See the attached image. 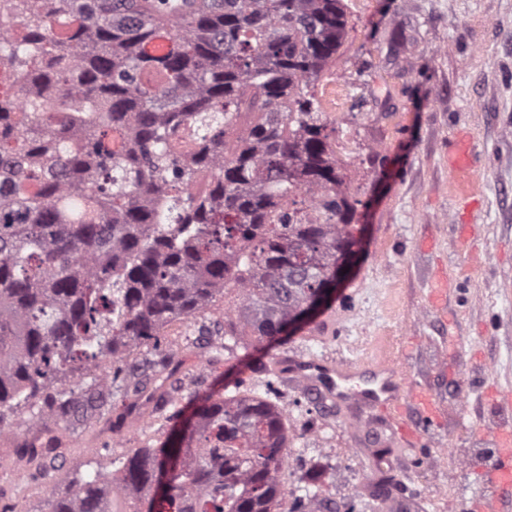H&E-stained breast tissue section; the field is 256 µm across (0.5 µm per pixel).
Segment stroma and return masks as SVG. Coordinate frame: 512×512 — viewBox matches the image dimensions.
I'll return each instance as SVG.
<instances>
[{
    "mask_svg": "<svg viewBox=\"0 0 512 512\" xmlns=\"http://www.w3.org/2000/svg\"><path fill=\"white\" fill-rule=\"evenodd\" d=\"M343 3L345 42L314 88L363 227L360 261L336 299L283 343L245 348L224 334V310L239 303L230 290L169 326L159 347L127 351L124 365L149 375L173 361L165 393L155 396L153 413L104 420L78 435L53 432L58 467L38 472L15 456L22 438L41 429L31 410L8 414L0 512H48L58 469L78 462L111 479L116 458L163 440L174 409L199 390L233 396L266 380L296 395V379L278 368L289 354L357 368L390 359L447 410L408 446L385 420L327 399L312 416L329 448L311 455L322 496L381 512L378 501L357 494L359 482L377 480L381 453L404 512H472L479 473L496 459L489 396L512 390V0ZM463 131L478 153L476 208L448 175V152ZM458 214L477 224L476 239L461 237ZM439 280L454 294L436 308L430 291Z\"/></svg>",
    "mask_w": 512,
    "mask_h": 512,
    "instance_id": "35a3bbf8",
    "label": "stroma"
}]
</instances>
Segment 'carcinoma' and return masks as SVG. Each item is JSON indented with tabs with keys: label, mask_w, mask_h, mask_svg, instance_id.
<instances>
[{
	"label": "carcinoma",
	"mask_w": 512,
	"mask_h": 512,
	"mask_svg": "<svg viewBox=\"0 0 512 512\" xmlns=\"http://www.w3.org/2000/svg\"><path fill=\"white\" fill-rule=\"evenodd\" d=\"M0 428L5 412L77 432L112 386L55 384L158 340L229 289L226 336L288 332L352 246L355 207L313 94L342 0H0ZM243 113L254 121L236 138ZM303 196L308 206L299 205ZM141 378L124 389L139 407ZM119 476L48 489L49 512H278L288 437L261 397L205 390ZM54 448L25 439L39 466Z\"/></svg>",
	"instance_id": "obj_1"
}]
</instances>
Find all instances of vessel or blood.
Returning <instances> with one entry per match:
<instances>
[{"mask_svg":"<svg viewBox=\"0 0 512 512\" xmlns=\"http://www.w3.org/2000/svg\"><path fill=\"white\" fill-rule=\"evenodd\" d=\"M474 145L463 141L454 157L448 161L451 176L470 175L475 171ZM280 367L289 375L318 384L337 401L380 413L410 405L421 420L435 421L441 414L436 400L402 377L392 361L383 360L366 369H355L344 362L332 360L283 357ZM497 446L494 465L483 472L482 493L478 498L479 512H493L498 490L512 487V430L503 426L492 428Z\"/></svg>","mask_w":512,"mask_h":512,"instance_id":"1","label":"vessel or blood"}]
</instances>
